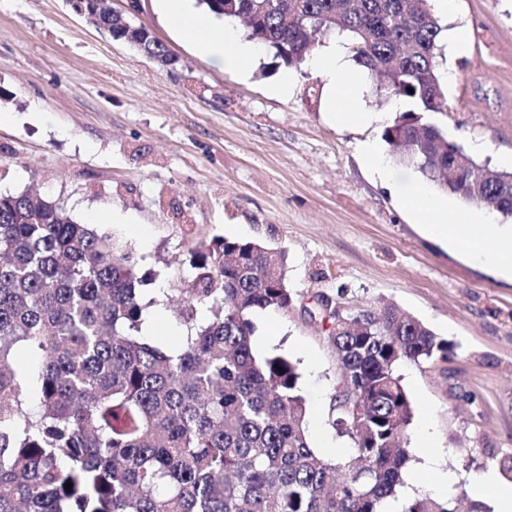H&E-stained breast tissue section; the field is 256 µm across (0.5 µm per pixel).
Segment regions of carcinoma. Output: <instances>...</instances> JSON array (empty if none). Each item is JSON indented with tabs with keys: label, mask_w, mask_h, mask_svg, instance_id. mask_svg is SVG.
Returning <instances> with one entry per match:
<instances>
[{
	"label": "carcinoma",
	"mask_w": 512,
	"mask_h": 512,
	"mask_svg": "<svg viewBox=\"0 0 512 512\" xmlns=\"http://www.w3.org/2000/svg\"><path fill=\"white\" fill-rule=\"evenodd\" d=\"M300 68L314 31L343 36L353 60L398 105L389 152L439 190L512 218V171L448 174L458 144L431 116L447 111L443 27L428 0H199ZM98 24L126 33L110 14ZM413 92H408V89ZM286 255L217 239L177 289L194 333L177 353L139 333L145 275L127 253L59 204L0 192V512H385L404 486L412 403L397 367L445 361L448 341L391 305L330 335L342 370L333 425L351 455L309 444L296 365L253 351L254 313L292 301ZM209 318L197 323L198 308ZM40 357L38 405L13 355ZM71 483L70 489L64 484ZM456 497L406 500L400 512H458Z\"/></svg>",
	"instance_id": "1"
}]
</instances>
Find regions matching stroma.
I'll return each instance as SVG.
<instances>
[{"instance_id":"stroma-1","label":"stroma","mask_w":512,"mask_h":512,"mask_svg":"<svg viewBox=\"0 0 512 512\" xmlns=\"http://www.w3.org/2000/svg\"><path fill=\"white\" fill-rule=\"evenodd\" d=\"M444 27L466 30V51L443 49L448 137L491 167L512 171V0H456ZM140 23L178 59L169 71L113 41L65 0H0V191L37 192L79 223L117 239L146 273L144 299L162 316L146 340L178 346L187 325L161 292L176 288L195 250L216 238L285 250L292 303L257 312L253 350L297 367L311 447L342 460L348 438L332 425L341 384L323 304L344 312L391 304L450 345L444 361L398 367L413 406L412 455L435 435L441 468L471 494L486 471L512 483V281L427 238L395 188L419 178L389 161L394 186L358 151L381 140L396 103L373 78L363 98L376 119L338 125L313 63L285 69L260 53L240 78L195 54L142 0ZM288 99L268 95L283 74ZM110 211L129 224L106 220Z\"/></svg>"}]
</instances>
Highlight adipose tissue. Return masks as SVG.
Segmentation results:
<instances>
[{"label": "adipose tissue", "instance_id": "1", "mask_svg": "<svg viewBox=\"0 0 512 512\" xmlns=\"http://www.w3.org/2000/svg\"><path fill=\"white\" fill-rule=\"evenodd\" d=\"M157 10L170 28L189 40L196 54L238 76L248 75L259 52L256 45L218 27L207 13L191 10L188 0H157ZM315 67L328 77L331 86L353 93L363 82L362 74L348 69L344 43L339 38L320 48ZM405 199L429 238L466 254L488 271L512 278V252L501 250L492 242L496 236L512 237V226H493L491 214L454 206L421 182L406 187Z\"/></svg>", "mask_w": 512, "mask_h": 512}]
</instances>
